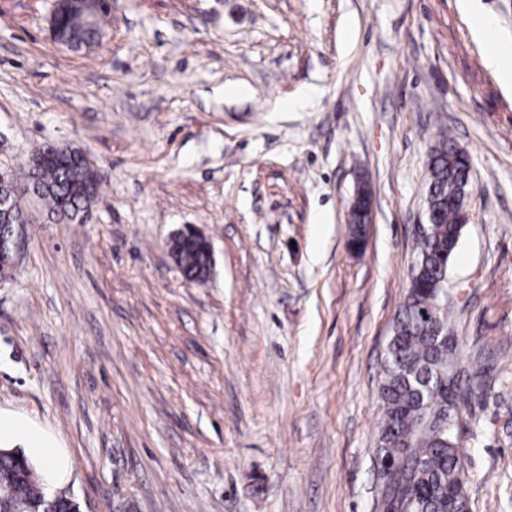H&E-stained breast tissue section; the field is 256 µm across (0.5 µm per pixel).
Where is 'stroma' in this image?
I'll list each match as a JSON object with an SVG mask.
<instances>
[{"instance_id": "1", "label": "stroma", "mask_w": 512, "mask_h": 512, "mask_svg": "<svg viewBox=\"0 0 512 512\" xmlns=\"http://www.w3.org/2000/svg\"><path fill=\"white\" fill-rule=\"evenodd\" d=\"M112 0L91 46L0 0V161L83 151L82 223L33 208L0 281V412L52 434L80 512H383L380 375L428 161L472 167L450 327L468 512H512V0ZM372 190L350 245L349 205ZM211 246L206 282L172 238ZM492 41L487 46L486 60L490 67L499 72L502 80L512 86V49ZM351 212H357L363 223H360L359 216H352V224H354L353 233L351 237V243L358 245L359 241L357 238V229L359 226L360 240H364L366 236V224L371 222V211H372V192L369 185L366 182H361L355 190L353 200L350 205ZM360 224V225H358Z\"/></svg>"}]
</instances>
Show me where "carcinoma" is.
I'll return each instance as SVG.
<instances>
[{
    "mask_svg": "<svg viewBox=\"0 0 512 512\" xmlns=\"http://www.w3.org/2000/svg\"><path fill=\"white\" fill-rule=\"evenodd\" d=\"M470 179L465 152L445 140L431 150L428 197L434 212L426 233L416 242L410 286L395 320L384 361L380 397L383 404L379 453L397 461L383 492L386 512H448V487L462 466L454 430L441 428L458 407L448 397V365L453 336L448 324V265L463 225L448 189ZM39 201L50 214L67 205L86 208L100 182L88 166L49 162L40 174ZM173 256L185 277L210 275L212 259L198 241L180 231L173 237ZM78 512L76 504L50 496L34 465L16 450L0 455V512Z\"/></svg>",
    "mask_w": 512,
    "mask_h": 512,
    "instance_id": "obj_1",
    "label": "carcinoma"
}]
</instances>
